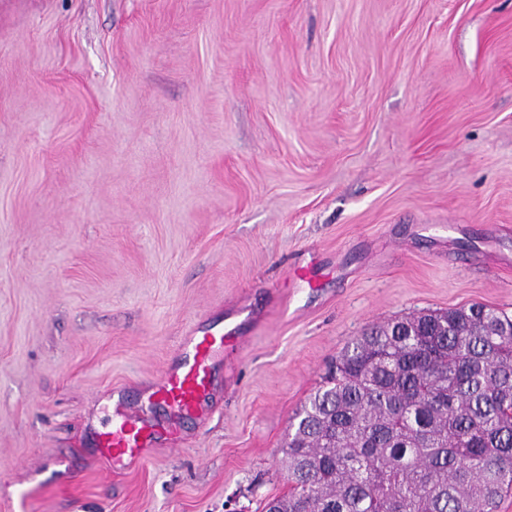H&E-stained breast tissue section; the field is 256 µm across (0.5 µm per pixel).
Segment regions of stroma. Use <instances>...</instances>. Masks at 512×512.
Returning <instances> with one entry per match:
<instances>
[{
  "label": "stroma",
  "mask_w": 512,
  "mask_h": 512,
  "mask_svg": "<svg viewBox=\"0 0 512 512\" xmlns=\"http://www.w3.org/2000/svg\"><path fill=\"white\" fill-rule=\"evenodd\" d=\"M473 303L512 315V0H0V512H262L351 339ZM241 306L207 414L97 456Z\"/></svg>",
  "instance_id": "obj_1"
}]
</instances>
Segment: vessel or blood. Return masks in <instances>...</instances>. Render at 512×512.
Segmentation results:
<instances>
[{"label":"vessel or blood","mask_w":512,"mask_h":512,"mask_svg":"<svg viewBox=\"0 0 512 512\" xmlns=\"http://www.w3.org/2000/svg\"><path fill=\"white\" fill-rule=\"evenodd\" d=\"M241 341L238 325L231 318L222 327L189 332L179 346L177 362L161 370L146 395L149 405L164 410V418L131 407L124 397H117L111 421L95 433L100 457L109 462H138L148 450L176 435L184 419L202 416L213 391L218 359Z\"/></svg>","instance_id":"vessel-or-blood-1"}]
</instances>
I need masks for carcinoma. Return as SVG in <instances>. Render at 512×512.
Listing matches in <instances>:
<instances>
[{
  "label": "carcinoma",
  "instance_id": "carcinoma-1",
  "mask_svg": "<svg viewBox=\"0 0 512 512\" xmlns=\"http://www.w3.org/2000/svg\"><path fill=\"white\" fill-rule=\"evenodd\" d=\"M264 512H496L512 490V317L483 304L375 324L290 425Z\"/></svg>",
  "mask_w": 512,
  "mask_h": 512
}]
</instances>
